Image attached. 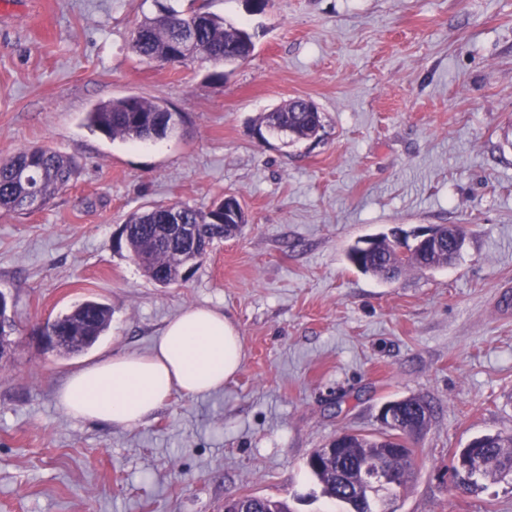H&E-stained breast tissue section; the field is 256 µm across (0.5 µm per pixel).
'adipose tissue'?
I'll return each mask as SVG.
<instances>
[{
  "instance_id": "adipose-tissue-1",
  "label": "adipose tissue",
  "mask_w": 512,
  "mask_h": 512,
  "mask_svg": "<svg viewBox=\"0 0 512 512\" xmlns=\"http://www.w3.org/2000/svg\"><path fill=\"white\" fill-rule=\"evenodd\" d=\"M243 361L239 332L223 312L190 308L166 324L148 353L112 355L71 373L57 402L75 418L135 427L173 392L200 396L223 389Z\"/></svg>"
}]
</instances>
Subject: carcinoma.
Returning <instances> with one entry per match:
<instances>
[{"mask_svg": "<svg viewBox=\"0 0 512 512\" xmlns=\"http://www.w3.org/2000/svg\"><path fill=\"white\" fill-rule=\"evenodd\" d=\"M189 40V53L200 58L238 62L250 58L255 45L246 29L226 19L208 13L178 12L147 17L134 30L132 50L140 58L163 63L185 64L184 58L172 57L171 50L177 32ZM258 125H279L291 132L292 140L317 136L322 128L321 115L306 111V104H281L262 113ZM85 125L94 131L121 141H150L164 139L177 129L167 105L158 99L126 96L101 102L85 116ZM78 173L74 158L46 147L23 148L12 158L0 162V212L20 213L25 203L36 197L45 205L55 194L66 189ZM224 209V200L214 202L203 211L186 204H156L129 215L125 224L126 246L145 274L154 282L168 286L182 280L184 267L199 254L194 247L193 230L205 224L208 240L201 243L211 247L216 242L237 236L247 224L244 209L236 220L214 224L211 217ZM352 265L362 272L391 280L408 269H432L448 265V250L444 248L401 254L385 233L375 236V247L362 253L357 245L347 250ZM112 321L111 308L102 302L86 300L56 317L52 327L65 337L52 350L68 356L92 347L105 335ZM424 400L407 397L404 400L401 425L417 424L425 429L430 419L421 414ZM391 435L357 434L343 439L336 452L320 456L308 466L321 487L323 496L343 506V512H371L377 504L388 506L414 474L415 450L391 451ZM385 467L395 471L397 484L378 485L375 476ZM453 473L457 487L475 493L484 482H512V434L484 435L472 440L457 454ZM255 512H290L282 500L261 498L255 501Z\"/></svg>", "mask_w": 512, "mask_h": 512, "instance_id": "cac0c4a2", "label": "carcinoma"}]
</instances>
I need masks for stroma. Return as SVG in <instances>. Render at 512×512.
<instances>
[{"label": "stroma", "mask_w": 512, "mask_h": 512, "mask_svg": "<svg viewBox=\"0 0 512 512\" xmlns=\"http://www.w3.org/2000/svg\"><path fill=\"white\" fill-rule=\"evenodd\" d=\"M244 26L246 61L140 59L130 33L164 10ZM163 100L183 123L148 144L88 129L96 103ZM315 138L255 135L290 99ZM73 157L72 185L0 214V292L17 331L0 361V512H224L226 498L339 512L306 468L342 432L376 433L381 405L418 397L417 477L397 512H512V485L456 487L453 456L512 433V0H12L0 11V161ZM233 195L248 222L182 282L150 280L119 231L154 204ZM457 224L445 268L391 282L346 260L400 226ZM112 309L85 353L32 331L85 300ZM221 309L246 350L223 390L173 392L143 424L64 414L56 392L100 358L147 353L191 307Z\"/></svg>", "instance_id": "35a3bbf8"}]
</instances>
